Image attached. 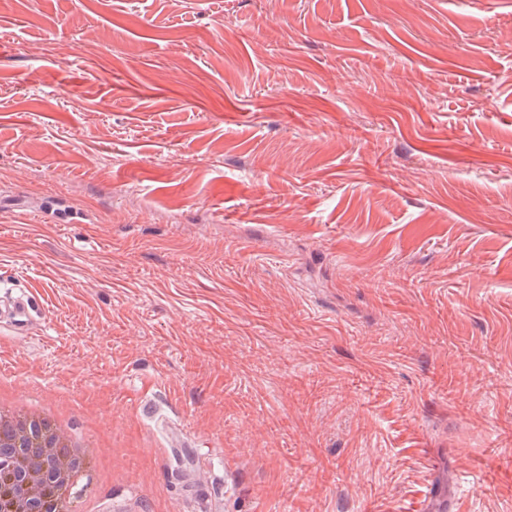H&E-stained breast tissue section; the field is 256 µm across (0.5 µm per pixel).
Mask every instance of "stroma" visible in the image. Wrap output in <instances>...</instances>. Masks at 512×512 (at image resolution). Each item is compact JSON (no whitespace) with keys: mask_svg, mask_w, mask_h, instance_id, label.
Segmentation results:
<instances>
[{"mask_svg":"<svg viewBox=\"0 0 512 512\" xmlns=\"http://www.w3.org/2000/svg\"><path fill=\"white\" fill-rule=\"evenodd\" d=\"M0 171L61 512H512V0H0ZM417 510L420 512H447L448 489L446 484L437 483Z\"/></svg>","mask_w":512,"mask_h":512,"instance_id":"stroma-1","label":"stroma"}]
</instances>
